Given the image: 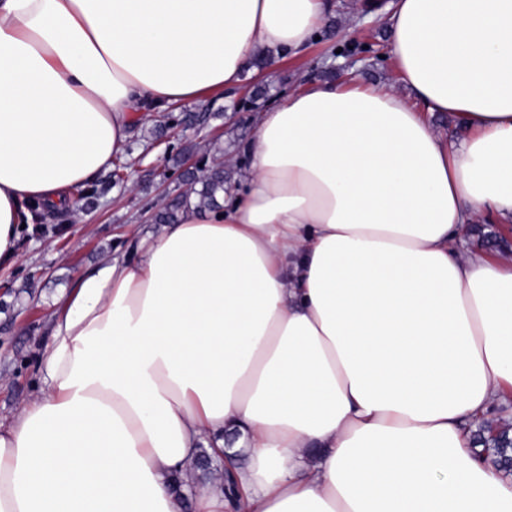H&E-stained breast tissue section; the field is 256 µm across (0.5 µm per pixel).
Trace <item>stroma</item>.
<instances>
[{
    "label": "stroma",
    "mask_w": 512,
    "mask_h": 512,
    "mask_svg": "<svg viewBox=\"0 0 512 512\" xmlns=\"http://www.w3.org/2000/svg\"><path fill=\"white\" fill-rule=\"evenodd\" d=\"M318 38L302 54L251 70L240 85L192 106L172 105L164 114L145 112L133 119L123 158L122 178L105 172L91 185L93 197L64 212L43 214L46 232L21 229L19 259L0 268V421L8 422L41 387L40 360L50 343V314L55 301L74 288L79 275L102 261L133 257L138 239L158 233L152 216L184 193L186 168L201 170L213 159L224 161L225 178L240 189L248 173L245 148L255 135L260 111L274 107L288 91L307 81L371 86L396 84L389 56L387 11L375 18L356 17L361 0H335ZM195 113L201 131L184 128ZM173 128L160 130L162 116Z\"/></svg>",
    "instance_id": "35a3bbf8"
}]
</instances>
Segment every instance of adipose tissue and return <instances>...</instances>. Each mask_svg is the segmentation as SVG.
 <instances>
[{
	"mask_svg": "<svg viewBox=\"0 0 512 512\" xmlns=\"http://www.w3.org/2000/svg\"><path fill=\"white\" fill-rule=\"evenodd\" d=\"M332 0H0V265L31 205L111 169L134 114L300 55ZM400 89L263 112L223 209L55 303L0 424V512H512L471 434L512 406V0H392ZM466 128L454 143L427 116ZM237 485H195L199 449ZM480 229V231H478ZM492 232L493 239H498V245L493 247L491 245V241L487 242L484 238V233ZM500 241L504 243L508 242L511 244L508 248H503L500 246ZM470 246L472 249H477L481 251H510L512 253V231L511 228L508 231H505L503 225L497 224L495 221L489 218H483L481 221L474 224L470 230L469 237Z\"/></svg>",
	"mask_w": 512,
	"mask_h": 512,
	"instance_id": "obj_1",
	"label": "adipose tissue"
}]
</instances>
